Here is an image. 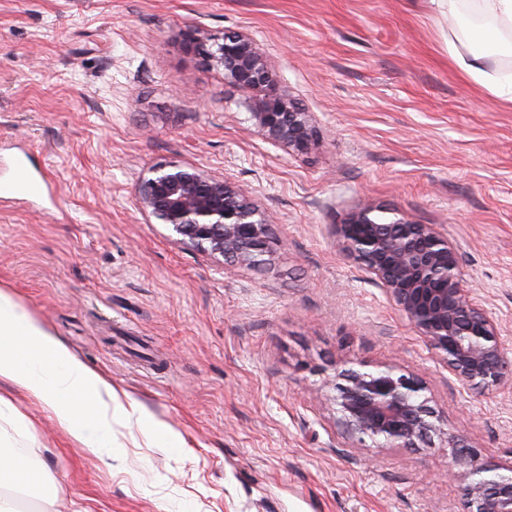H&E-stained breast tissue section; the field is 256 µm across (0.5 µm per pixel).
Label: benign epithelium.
Listing matches in <instances>:
<instances>
[{"label":"benign epithelium","instance_id":"obj_1","mask_svg":"<svg viewBox=\"0 0 512 512\" xmlns=\"http://www.w3.org/2000/svg\"><path fill=\"white\" fill-rule=\"evenodd\" d=\"M187 46L224 70L225 79L253 95L255 125L270 140L295 152L307 151L316 137L309 113L280 90L268 59L247 34L215 37L199 29L182 33ZM139 209L166 225L176 240L224 262L258 267L269 248L271 220L227 177L193 165L153 167L137 187ZM383 207H365L342 224L336 235L344 253L363 264L390 300L448 371L469 386L512 383V357L494 320L472 296L459 252L435 224H416L389 216ZM333 401L345 430L363 442L383 441L412 448L441 429V420L421 398L416 375L393 366L336 372ZM454 463L466 468L469 512H512V473L483 461L477 452L449 437Z\"/></svg>","mask_w":512,"mask_h":512}]
</instances>
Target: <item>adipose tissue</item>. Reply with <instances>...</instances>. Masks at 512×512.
I'll return each instance as SVG.
<instances>
[{
	"instance_id": "ef3b65f1",
	"label": "adipose tissue",
	"mask_w": 512,
	"mask_h": 512,
	"mask_svg": "<svg viewBox=\"0 0 512 512\" xmlns=\"http://www.w3.org/2000/svg\"><path fill=\"white\" fill-rule=\"evenodd\" d=\"M449 16L468 11L483 22L478 37L485 51L462 50V35L448 41V53L460 71L501 100L512 104V74L489 71L491 56L512 58V0H436ZM0 379L43 401L58 425L95 456L117 446L112 428L137 427L152 447L177 452L182 437L136 407H126L111 383L66 348L29 310L0 289ZM36 462L0 448V487L29 495L50 485Z\"/></svg>"
}]
</instances>
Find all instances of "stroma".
I'll return each instance as SVG.
<instances>
[{
  "label": "stroma",
  "instance_id": "obj_1",
  "mask_svg": "<svg viewBox=\"0 0 512 512\" xmlns=\"http://www.w3.org/2000/svg\"><path fill=\"white\" fill-rule=\"evenodd\" d=\"M432 0H0V289L128 401L183 438L77 445L0 381V447L50 473L28 512H466L449 436L512 465V387L462 385L335 227L382 206L435 224L512 350V104L448 54ZM241 32L316 130L297 153L254 125L249 95L184 30ZM186 163L273 216L259 268L174 240L136 202ZM360 362L417 375L440 432L383 449L342 435L334 376Z\"/></svg>",
  "mask_w": 512,
  "mask_h": 512
}]
</instances>
